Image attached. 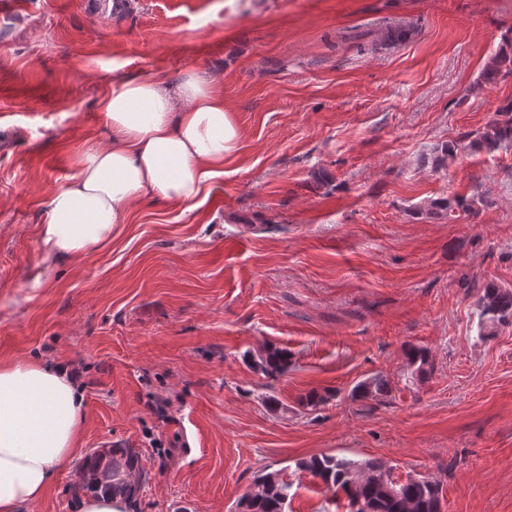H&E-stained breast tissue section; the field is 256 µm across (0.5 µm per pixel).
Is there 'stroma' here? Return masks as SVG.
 <instances>
[{
  "label": "stroma",
  "instance_id": "1",
  "mask_svg": "<svg viewBox=\"0 0 512 512\" xmlns=\"http://www.w3.org/2000/svg\"><path fill=\"white\" fill-rule=\"evenodd\" d=\"M387 26L412 35L381 46ZM510 29L512 0H0V359L77 373L86 453L139 456L132 512H236L278 470L285 512H338L296 466L321 454L435 480L442 512H512V324L483 339L475 314L478 284L512 289V149L425 163L512 101V75L476 85ZM188 71L242 130L223 174L44 275L49 196L112 137L101 98ZM454 196L474 204L427 212ZM265 343L286 374L246 360ZM378 374L387 397L350 398ZM312 389L334 396L301 409ZM78 482L27 512H74ZM253 361L256 368L266 375H284L292 363V354L288 348L264 344L253 355ZM403 355L411 378L425 381L433 369L430 351L422 346L408 344L403 349Z\"/></svg>",
  "mask_w": 512,
  "mask_h": 512
}]
</instances>
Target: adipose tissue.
Segmentation results:
<instances>
[{
	"label": "adipose tissue",
	"instance_id": "1",
	"mask_svg": "<svg viewBox=\"0 0 512 512\" xmlns=\"http://www.w3.org/2000/svg\"><path fill=\"white\" fill-rule=\"evenodd\" d=\"M100 109L112 139L51 195L40 229L46 264L106 244L145 198L193 206L241 142L214 81L191 71L173 88L158 77L122 81ZM84 426L83 395L65 367L0 361V512H24L71 470Z\"/></svg>",
	"mask_w": 512,
	"mask_h": 512
}]
</instances>
